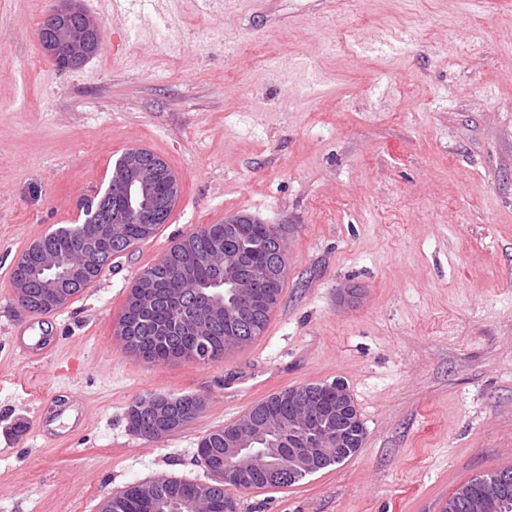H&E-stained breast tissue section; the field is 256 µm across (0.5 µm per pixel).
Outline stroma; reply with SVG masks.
<instances>
[{
    "instance_id": "obj_1",
    "label": "stroma",
    "mask_w": 512,
    "mask_h": 512,
    "mask_svg": "<svg viewBox=\"0 0 512 512\" xmlns=\"http://www.w3.org/2000/svg\"><path fill=\"white\" fill-rule=\"evenodd\" d=\"M60 0H0V512H99L159 477L207 480L199 439L256 403L345 385L359 450L239 512H442L512 466V0H129L76 70L42 47ZM180 184L165 224L50 313L11 288L35 240L82 221L119 157ZM280 225L264 333L221 362H150L117 325L147 266L197 228ZM24 324L56 341L17 348ZM203 395L158 439L127 409ZM145 396H141L134 400L130 406L128 407L127 411V419L129 421V424L131 421H136L138 423V426H131L133 431H135L137 434H140L141 436L145 438H159L162 436H165L166 434L159 433L153 426L152 422L149 420V418L146 417L144 411H139L141 409V402Z\"/></svg>"
}]
</instances>
